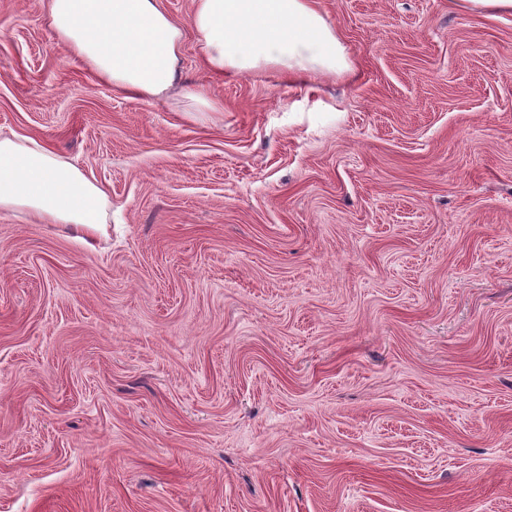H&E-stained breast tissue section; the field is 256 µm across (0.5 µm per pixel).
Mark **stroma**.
Returning a JSON list of instances; mask_svg holds the SVG:
<instances>
[{
    "instance_id": "obj_1",
    "label": "stroma",
    "mask_w": 512,
    "mask_h": 512,
    "mask_svg": "<svg viewBox=\"0 0 512 512\" xmlns=\"http://www.w3.org/2000/svg\"><path fill=\"white\" fill-rule=\"evenodd\" d=\"M352 65L122 94L0 0V135L112 202L0 215V512H512V14L317 0ZM179 95L193 103L194 109L190 112H218L222 109L221 105L210 99L205 88L198 84L183 86Z\"/></svg>"
}]
</instances>
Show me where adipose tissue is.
Here are the masks:
<instances>
[{"label": "adipose tissue", "instance_id": "ef3b65f1", "mask_svg": "<svg viewBox=\"0 0 512 512\" xmlns=\"http://www.w3.org/2000/svg\"><path fill=\"white\" fill-rule=\"evenodd\" d=\"M47 18L58 42L116 90L153 100L177 92L195 111H219L203 86H177L184 26L162 0H47ZM188 26L214 75L276 67L326 78L350 70L315 0H192ZM110 207L74 164L32 139L0 136V213L95 232Z\"/></svg>", "mask_w": 512, "mask_h": 512}]
</instances>
